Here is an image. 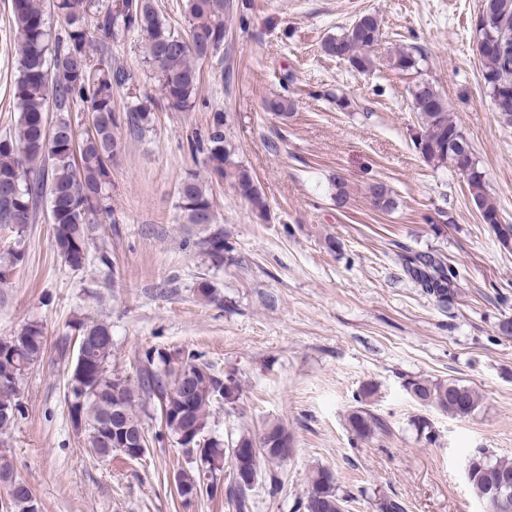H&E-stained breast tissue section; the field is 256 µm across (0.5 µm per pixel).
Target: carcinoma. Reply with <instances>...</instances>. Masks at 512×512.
<instances>
[{
    "mask_svg": "<svg viewBox=\"0 0 512 512\" xmlns=\"http://www.w3.org/2000/svg\"><path fill=\"white\" fill-rule=\"evenodd\" d=\"M54 12L63 20L60 34L52 35L44 18L41 0H12L11 28L18 56L19 77L14 99L18 117L13 133L0 136V226L13 233V242L0 253V278L10 277L26 257V232L42 203L49 208L57 255L72 271L90 262L89 246L104 216L112 212L110 187L112 164L122 149L119 128L143 134L152 129L155 110L165 104L170 110L190 112L197 103L202 63L224 47L233 0H185L183 31L172 30L159 14L155 0H52ZM481 43L482 79L494 110L512 124V0H482L474 19ZM100 46L118 42L133 33L141 38L143 59L157 74L158 95H145L116 113L112 90L126 83L125 71L112 59L93 55L90 32ZM380 22L365 13L340 35L327 38L323 51L348 62L359 73L373 68L370 55L381 39ZM424 54L415 47L399 48L390 57L392 68L418 71ZM413 106L421 119L423 135L414 141L423 160L437 167L466 168L468 201L482 223L489 225L504 248L512 246V224L502 223L492 200L486 173L458 122L448 112L446 100L427 82L411 90ZM82 107L88 126L80 130L70 112ZM294 101L278 94L265 102V111L284 119ZM57 113L55 121L49 112ZM192 154L204 155L210 180L228 181L260 217L268 204L252 174L232 160L224 138V113L214 112L204 137L188 141ZM373 206L388 212L395 208L392 191L384 183L369 187ZM179 207L188 224L216 223L210 185L200 175L187 174L178 186ZM196 246L212 261L224 263L221 232L201 239ZM427 294L445 304L454 294L457 272L437 255L404 256ZM85 342L81 357L69 366L67 401L72 422L85 431V448L98 458L122 453L117 447L119 430L135 436L145 432L147 404L153 398H171L174 415L165 431L181 447L201 452L197 467L175 473L179 497L214 494L204 486L202 470L224 469V438L208 431L209 408L222 400L236 402L240 384L214 370L194 351L149 349L137 382L112 370V326L81 319L70 323V332L58 345L60 356L70 354L72 337ZM47 338L43 325L27 323L15 334L0 337V444L21 414L20 384L25 372L40 362ZM405 390L419 404L434 407L454 418H465L478 406L475 391L456 380L412 378ZM376 394L368 383L360 389V406L347 417L350 433L365 440L388 430L387 423L371 409ZM292 441L278 419L267 420L256 433L241 432L232 444L262 448L264 453H246L231 461L233 473L258 478L263 456L275 455L278 441ZM469 483L487 512H512V494L491 500L492 491L512 477V460H492L480 449L471 457ZM0 485L10 494L11 512H34L35 498L27 484L13 476L9 460L0 457ZM235 512H248L246 490L233 484L227 491ZM345 499L338 496L333 475L319 468L301 501L303 512H345Z\"/></svg>",
    "mask_w": 512,
    "mask_h": 512,
    "instance_id": "cac0c4a2",
    "label": "carcinoma"
}]
</instances>
